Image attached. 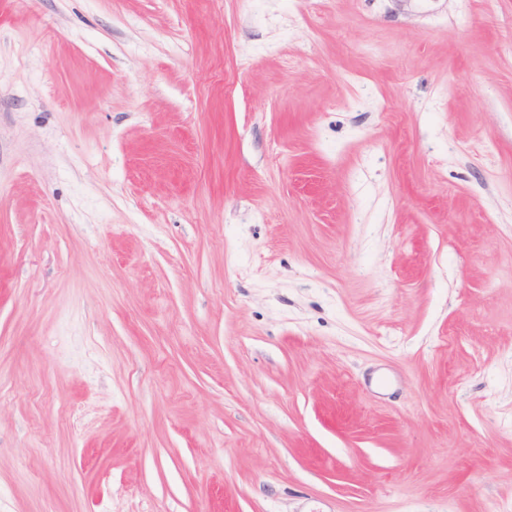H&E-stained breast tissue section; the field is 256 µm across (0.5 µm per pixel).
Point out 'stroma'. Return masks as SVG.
<instances>
[{
  "instance_id": "stroma-1",
  "label": "stroma",
  "mask_w": 512,
  "mask_h": 512,
  "mask_svg": "<svg viewBox=\"0 0 512 512\" xmlns=\"http://www.w3.org/2000/svg\"><path fill=\"white\" fill-rule=\"evenodd\" d=\"M512 502V0H0V512Z\"/></svg>"
}]
</instances>
